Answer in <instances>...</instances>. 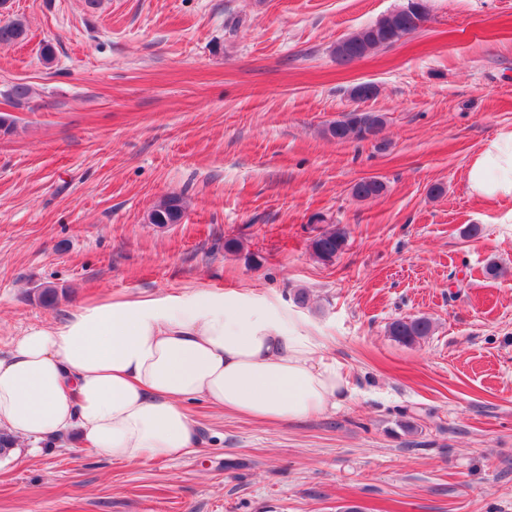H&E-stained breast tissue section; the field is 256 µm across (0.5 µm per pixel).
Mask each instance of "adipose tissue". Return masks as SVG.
Returning a JSON list of instances; mask_svg holds the SVG:
<instances>
[{
    "label": "adipose tissue",
    "mask_w": 512,
    "mask_h": 512,
    "mask_svg": "<svg viewBox=\"0 0 512 512\" xmlns=\"http://www.w3.org/2000/svg\"><path fill=\"white\" fill-rule=\"evenodd\" d=\"M467 189L512 201V126L471 159ZM325 336L276 299L198 287L157 298L84 303L0 350V430L29 453L81 441L127 464L198 445L188 400L261 421L301 420L350 396Z\"/></svg>",
    "instance_id": "ef3b65f1"
}]
</instances>
